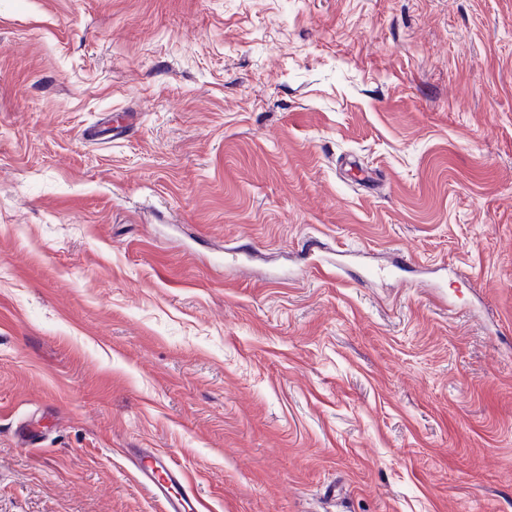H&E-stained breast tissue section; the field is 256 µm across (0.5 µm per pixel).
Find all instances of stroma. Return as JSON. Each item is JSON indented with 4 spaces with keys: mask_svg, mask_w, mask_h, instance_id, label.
<instances>
[{
    "mask_svg": "<svg viewBox=\"0 0 512 512\" xmlns=\"http://www.w3.org/2000/svg\"><path fill=\"white\" fill-rule=\"evenodd\" d=\"M140 448L512 512V0H0V512H163Z\"/></svg>",
    "mask_w": 512,
    "mask_h": 512,
    "instance_id": "stroma-1",
    "label": "stroma"
}]
</instances>
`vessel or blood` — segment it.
I'll return each instance as SVG.
<instances>
[{"instance_id":"1","label":"vessel or blood","mask_w":512,"mask_h":512,"mask_svg":"<svg viewBox=\"0 0 512 512\" xmlns=\"http://www.w3.org/2000/svg\"><path fill=\"white\" fill-rule=\"evenodd\" d=\"M132 463L144 489L163 502L166 512H198V500L184 484L179 471L162 456L141 450Z\"/></svg>"}]
</instances>
